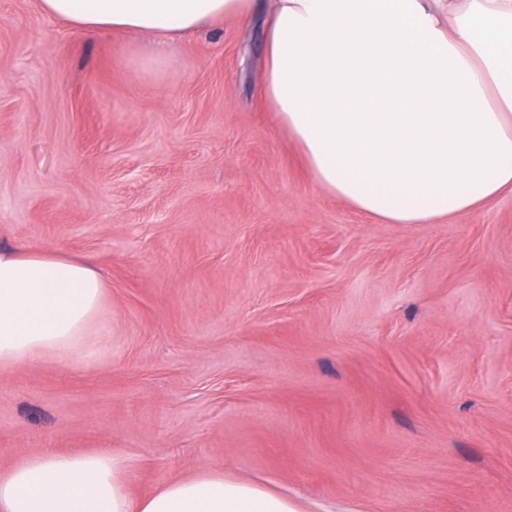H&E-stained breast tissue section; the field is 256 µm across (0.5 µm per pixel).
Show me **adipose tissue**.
<instances>
[{
  "instance_id": "ef3b65f1",
  "label": "adipose tissue",
  "mask_w": 512,
  "mask_h": 512,
  "mask_svg": "<svg viewBox=\"0 0 512 512\" xmlns=\"http://www.w3.org/2000/svg\"><path fill=\"white\" fill-rule=\"evenodd\" d=\"M258 0H40L84 30L176 38ZM263 98L314 181L380 224H427L512 193V0H267ZM103 271L0 247V369L97 352ZM121 453L45 450L0 469V512H301L206 469L143 498Z\"/></svg>"
}]
</instances>
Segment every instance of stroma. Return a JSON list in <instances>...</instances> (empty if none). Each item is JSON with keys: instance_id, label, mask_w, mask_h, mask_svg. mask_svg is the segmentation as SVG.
I'll return each instance as SVG.
<instances>
[{"instance_id": "obj_1", "label": "stroma", "mask_w": 512, "mask_h": 512, "mask_svg": "<svg viewBox=\"0 0 512 512\" xmlns=\"http://www.w3.org/2000/svg\"><path fill=\"white\" fill-rule=\"evenodd\" d=\"M263 18L169 44L0 0V244L104 271L101 351L0 370V469L117 451L304 512H512V194L378 224L260 92Z\"/></svg>"}]
</instances>
